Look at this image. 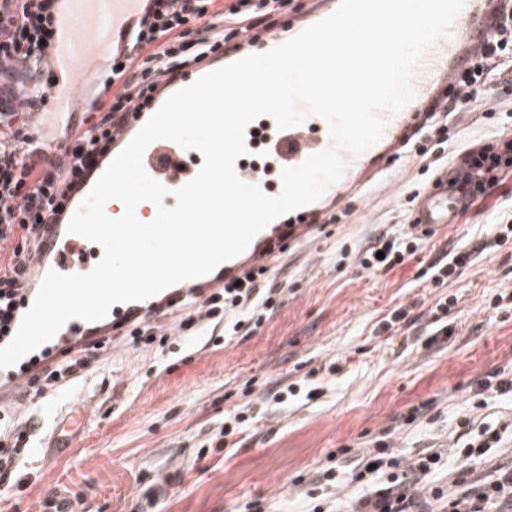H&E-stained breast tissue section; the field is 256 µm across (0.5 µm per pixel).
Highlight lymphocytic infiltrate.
Here are the masks:
<instances>
[{"instance_id": "f902f5d3", "label": "lymphocytic infiltrate", "mask_w": 512, "mask_h": 512, "mask_svg": "<svg viewBox=\"0 0 512 512\" xmlns=\"http://www.w3.org/2000/svg\"><path fill=\"white\" fill-rule=\"evenodd\" d=\"M56 2L0 0V77L7 80L0 96L28 101L30 88L22 66L31 61L42 70L51 62ZM215 2L145 0L142 14L130 26L131 37L113 42L107 81L120 88L110 101L99 104L100 122L82 131L72 126L63 131L66 163L39 157L30 113L0 107V337L9 335L32 285L48 226L68 211L75 193L111 153L135 107L151 108L162 92L160 78L175 79L214 52L234 53L261 44L282 28L281 18L291 5V0H231L219 10ZM492 29L458 78L464 103L486 100L488 82L512 65V10H496ZM192 30L197 33L193 40L188 37ZM510 179L512 135L499 133L454 148L448 191L462 208ZM417 240L409 224L385 230L368 242L359 265L371 273L391 270L416 253ZM267 272L264 266L243 267L212 291L155 300L152 309L133 311L126 318L127 336L135 345H163L167 337L158 316L176 306L181 309L177 327L183 333L203 323L237 329L251 320L262 321L277 295ZM111 342L108 336L88 335L44 355L37 373L26 382V394L48 397L84 380ZM501 440V431L488 428L473 437L461 451L464 466L449 473L444 487L424 482L442 466L443 449H428L410 462L385 442L366 449L351 479L376 477L380 483L370 495L353 502L352 512H512V463L495 466L489 476L480 472L488 449L499 447ZM28 443L26 425L0 404L1 486L18 492L25 488L27 478L18 461Z\"/></svg>"}]
</instances>
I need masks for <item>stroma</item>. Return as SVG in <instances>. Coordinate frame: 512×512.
Here are the masks:
<instances>
[{
	"mask_svg": "<svg viewBox=\"0 0 512 512\" xmlns=\"http://www.w3.org/2000/svg\"><path fill=\"white\" fill-rule=\"evenodd\" d=\"M490 90L486 103L449 115V133L512 131V71ZM426 180L416 158L385 156L341 198L345 222L284 232L265 261L280 301L259 326L228 341L220 326L175 335L162 351L116 343L72 389L25 398L20 413L32 437L21 467L31 484L0 497V512H41L50 495L74 500L79 512H344L371 489L350 480L355 453L378 441L406 459L445 449L456 468L475 433L512 419V397L474 401L469 392L492 369L512 368V308L493 305L512 292V243L490 244L512 207V183L432 231L412 259L379 274L362 270L360 249L411 223ZM462 246L472 263L435 286L432 264ZM446 296L456 300L448 335L434 342L433 310ZM407 306L414 323L383 330ZM289 385L297 396L276 402ZM77 403L92 413L57 443L61 413ZM233 420V445L211 447Z\"/></svg>",
	"mask_w": 512,
	"mask_h": 512,
	"instance_id": "1",
	"label": "stroma"
}]
</instances>
